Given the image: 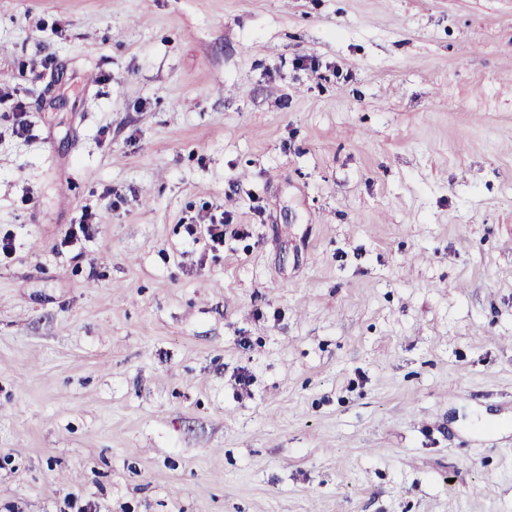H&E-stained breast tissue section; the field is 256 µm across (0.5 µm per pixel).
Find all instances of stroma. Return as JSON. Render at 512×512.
I'll return each instance as SVG.
<instances>
[{
    "label": "stroma",
    "instance_id": "1",
    "mask_svg": "<svg viewBox=\"0 0 512 512\" xmlns=\"http://www.w3.org/2000/svg\"><path fill=\"white\" fill-rule=\"evenodd\" d=\"M1 83L0 512H512V0H0ZM187 232L193 244L202 240L203 244L211 249L224 247V217L223 221L219 222L211 218L209 224H187Z\"/></svg>",
    "mask_w": 512,
    "mask_h": 512
}]
</instances>
